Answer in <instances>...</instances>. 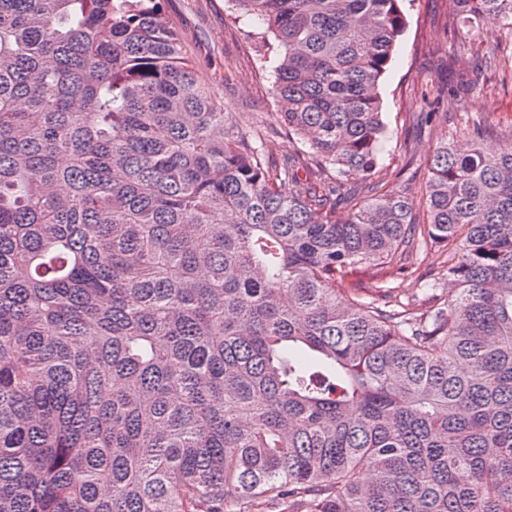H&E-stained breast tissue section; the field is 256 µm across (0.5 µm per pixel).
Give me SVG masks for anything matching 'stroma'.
Wrapping results in <instances>:
<instances>
[{
  "label": "stroma",
  "instance_id": "obj_1",
  "mask_svg": "<svg viewBox=\"0 0 512 512\" xmlns=\"http://www.w3.org/2000/svg\"><path fill=\"white\" fill-rule=\"evenodd\" d=\"M161 7L199 80L237 120L258 131L265 154L279 163L302 152L278 118L270 71L259 67L266 48L229 0H161ZM448 7L449 0H413L380 87L386 124L380 162L385 171L404 168L418 181L440 145L471 149L468 128L474 123L488 127L487 146L512 136V28L488 22L468 27ZM460 76L469 79L468 89L450 91ZM428 110L437 112L435 121L423 120ZM446 267L444 248L433 245L409 259L396 283L420 309L424 279H439L441 292H448Z\"/></svg>",
  "mask_w": 512,
  "mask_h": 512
}]
</instances>
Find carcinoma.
Instances as JSON below:
<instances>
[{
    "label": "carcinoma",
    "instance_id": "1",
    "mask_svg": "<svg viewBox=\"0 0 512 512\" xmlns=\"http://www.w3.org/2000/svg\"><path fill=\"white\" fill-rule=\"evenodd\" d=\"M231 2L280 166L160 0H0V512H512V139L441 145L421 223L378 152L412 0ZM447 256L444 248L439 246H430L408 261V269L403 275L398 276L393 282L392 286L400 285L404 288L406 295L413 299L415 307L424 311L425 295L422 293V283L426 278H440L443 277L447 267Z\"/></svg>",
    "mask_w": 512,
    "mask_h": 512
}]
</instances>
